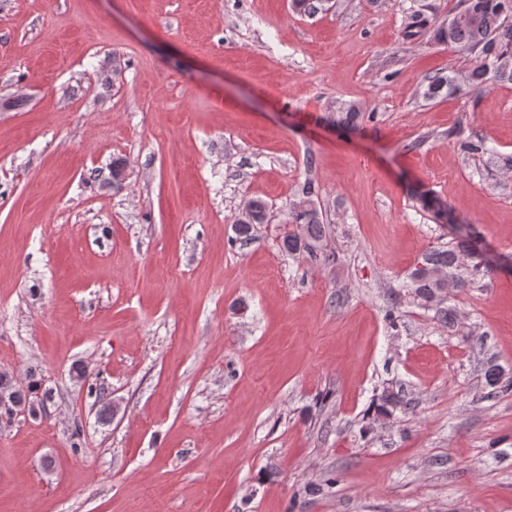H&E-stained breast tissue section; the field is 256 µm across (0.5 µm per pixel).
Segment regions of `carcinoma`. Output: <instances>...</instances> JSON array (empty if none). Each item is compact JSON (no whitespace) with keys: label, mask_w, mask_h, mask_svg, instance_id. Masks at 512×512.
Segmentation results:
<instances>
[{"label":"carcinoma","mask_w":512,"mask_h":512,"mask_svg":"<svg viewBox=\"0 0 512 512\" xmlns=\"http://www.w3.org/2000/svg\"><path fill=\"white\" fill-rule=\"evenodd\" d=\"M435 38L463 52L478 54V64L469 72L465 86L460 85L453 76L436 77L427 87V97H434L445 88L450 94L468 95L492 80L512 83V0H460V10L448 19V26L436 30ZM460 148L467 154L485 155L493 162L503 160L512 169V157H501L483 140L463 141ZM301 194L300 201L288 212V223L303 225L306 243L302 246L293 235H288L282 242V249L288 254L301 250L316 253L322 248L327 233V225L314 200L318 188L307 182ZM266 220L265 202L250 199L236 222V235L240 239H247L254 225L263 224ZM448 224L458 232L465 231L463 239L454 246L433 248L424 253L410 273L405 288L413 303L434 311V318L438 322L453 327L458 321V313L441 299L443 290L448 287V280H453L460 288L465 287L487 272L490 265L482 259L476 238L466 230V224L455 219L451 209L448 210ZM484 378V397L487 399L512 391V377L503 379V373L496 365L487 368ZM2 393L9 397L8 405L0 406V413L6 415L13 414L21 406L29 407L33 413L38 409L43 411L51 400V392L46 391L40 400V407H34L27 401L26 394L15 388L7 376L0 374ZM408 406L410 403L405 400L401 390L386 387L376 404L377 415L390 417L398 410H407Z\"/></svg>","instance_id":"cac0c4a2"}]
</instances>
